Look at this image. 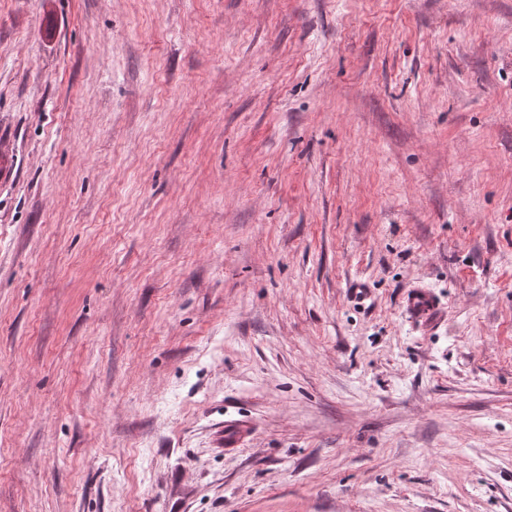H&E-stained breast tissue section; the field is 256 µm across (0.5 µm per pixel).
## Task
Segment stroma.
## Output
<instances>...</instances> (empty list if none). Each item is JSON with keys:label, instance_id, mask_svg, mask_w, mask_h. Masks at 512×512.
<instances>
[{"label": "stroma", "instance_id": "1", "mask_svg": "<svg viewBox=\"0 0 512 512\" xmlns=\"http://www.w3.org/2000/svg\"><path fill=\"white\" fill-rule=\"evenodd\" d=\"M0 162V512H512V0H0ZM401 308L412 321L421 325L431 324L439 313L434 291L422 285L414 286L402 294Z\"/></svg>", "mask_w": 512, "mask_h": 512}]
</instances>
